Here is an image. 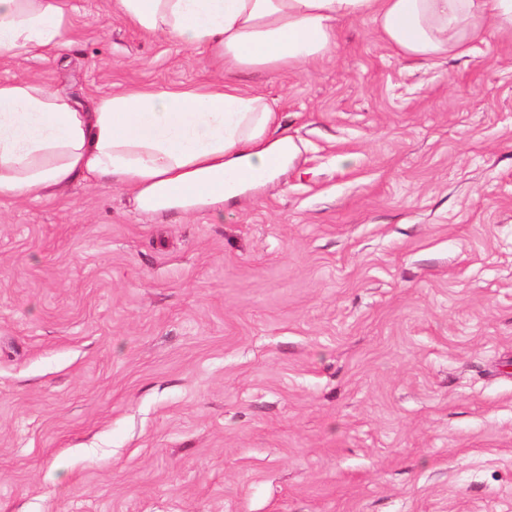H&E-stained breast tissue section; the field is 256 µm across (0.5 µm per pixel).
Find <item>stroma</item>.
Wrapping results in <instances>:
<instances>
[{
  "label": "stroma",
  "mask_w": 512,
  "mask_h": 512,
  "mask_svg": "<svg viewBox=\"0 0 512 512\" xmlns=\"http://www.w3.org/2000/svg\"><path fill=\"white\" fill-rule=\"evenodd\" d=\"M74 3L0 79L233 82L297 152L220 213L0 200V512H512V35L225 73Z\"/></svg>",
  "instance_id": "obj_1"
}]
</instances>
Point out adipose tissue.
Masks as SVG:
<instances>
[{
  "mask_svg": "<svg viewBox=\"0 0 512 512\" xmlns=\"http://www.w3.org/2000/svg\"><path fill=\"white\" fill-rule=\"evenodd\" d=\"M137 30L218 69H299L337 44L342 20L370 21L397 54L435 64L492 32L512 0H114ZM71 0H0V58L71 43ZM293 140L262 95L231 83L136 88L83 112L26 78L0 81V199L55 197L76 181L117 185L137 210L220 211L273 177Z\"/></svg>",
  "mask_w": 512,
  "mask_h": 512,
  "instance_id": "1",
  "label": "adipose tissue"
}]
</instances>
